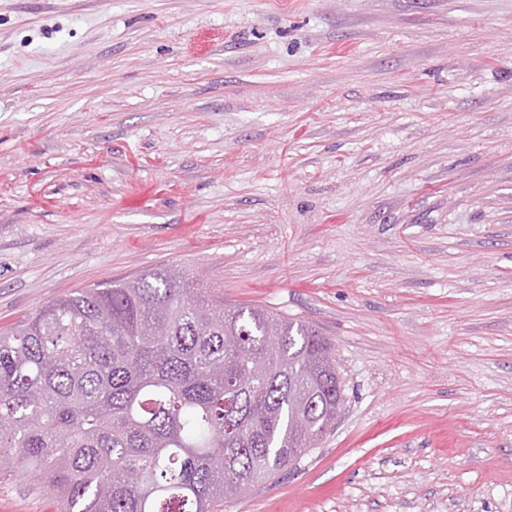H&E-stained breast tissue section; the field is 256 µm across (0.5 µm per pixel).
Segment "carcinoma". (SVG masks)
Returning a JSON list of instances; mask_svg holds the SVG:
<instances>
[{"instance_id": "1", "label": "carcinoma", "mask_w": 512, "mask_h": 512, "mask_svg": "<svg viewBox=\"0 0 512 512\" xmlns=\"http://www.w3.org/2000/svg\"><path fill=\"white\" fill-rule=\"evenodd\" d=\"M310 323L200 295L160 265L0 329V482L60 512H223L319 444L340 405Z\"/></svg>"}]
</instances>
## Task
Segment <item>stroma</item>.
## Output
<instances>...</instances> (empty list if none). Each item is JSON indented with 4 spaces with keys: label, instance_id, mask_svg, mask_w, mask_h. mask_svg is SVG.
Wrapping results in <instances>:
<instances>
[{
    "label": "stroma",
    "instance_id": "35a3bbf8",
    "mask_svg": "<svg viewBox=\"0 0 512 512\" xmlns=\"http://www.w3.org/2000/svg\"><path fill=\"white\" fill-rule=\"evenodd\" d=\"M161 264L335 347L224 512H512V0H0V328Z\"/></svg>",
    "mask_w": 512,
    "mask_h": 512
}]
</instances>
